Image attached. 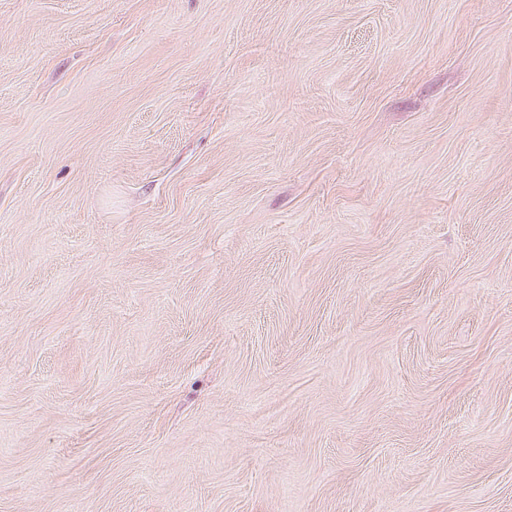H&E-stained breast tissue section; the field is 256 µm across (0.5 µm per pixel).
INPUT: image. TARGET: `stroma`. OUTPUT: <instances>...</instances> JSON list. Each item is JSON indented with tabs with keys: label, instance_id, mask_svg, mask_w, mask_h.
Returning <instances> with one entry per match:
<instances>
[{
	"label": "stroma",
	"instance_id": "1",
	"mask_svg": "<svg viewBox=\"0 0 512 512\" xmlns=\"http://www.w3.org/2000/svg\"><path fill=\"white\" fill-rule=\"evenodd\" d=\"M0 512H512V0H0Z\"/></svg>",
	"mask_w": 512,
	"mask_h": 512
}]
</instances>
